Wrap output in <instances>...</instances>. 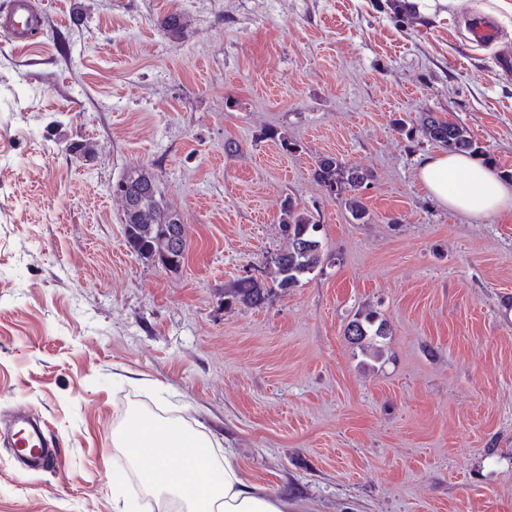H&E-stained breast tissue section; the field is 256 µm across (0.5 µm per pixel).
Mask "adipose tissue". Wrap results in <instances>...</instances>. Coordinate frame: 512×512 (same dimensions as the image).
<instances>
[{"mask_svg":"<svg viewBox=\"0 0 512 512\" xmlns=\"http://www.w3.org/2000/svg\"><path fill=\"white\" fill-rule=\"evenodd\" d=\"M418 180L448 208L481 217L512 212V184L492 167L453 153L426 156ZM141 488L164 501L166 512H291L287 498L248 479L232 451L216 453L203 432L178 417L126 408L112 430Z\"/></svg>","mask_w":512,"mask_h":512,"instance_id":"obj_1","label":"adipose tissue"}]
</instances>
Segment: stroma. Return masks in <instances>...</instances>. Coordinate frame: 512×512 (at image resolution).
Masks as SVG:
<instances>
[{"label":"stroma","instance_id":"35a3bbf8","mask_svg":"<svg viewBox=\"0 0 512 512\" xmlns=\"http://www.w3.org/2000/svg\"><path fill=\"white\" fill-rule=\"evenodd\" d=\"M40 2V45L0 37V424L27 406L59 457L33 471L0 444V512H148L113 485L130 403L177 411L295 512H512V213L416 177L429 112L512 177V0ZM322 155L367 174L366 222L314 179ZM142 169L184 227L178 271L126 246L110 187ZM288 198L325 248L283 291ZM247 276L269 299L225 304ZM371 310L379 360L345 334ZM473 41L480 44H493L500 35L498 26L487 17L480 18L478 23L469 28Z\"/></svg>","mask_w":512,"mask_h":512}]
</instances>
